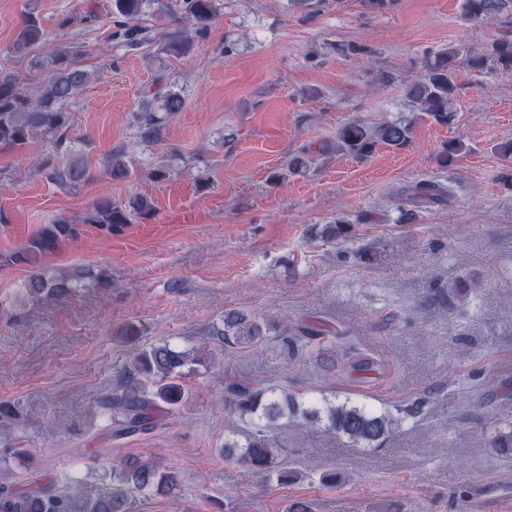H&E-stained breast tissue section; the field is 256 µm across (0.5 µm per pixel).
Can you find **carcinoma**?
Listing matches in <instances>:
<instances>
[{
  "label": "carcinoma",
  "mask_w": 512,
  "mask_h": 512,
  "mask_svg": "<svg viewBox=\"0 0 512 512\" xmlns=\"http://www.w3.org/2000/svg\"><path fill=\"white\" fill-rule=\"evenodd\" d=\"M146 0H113L112 8L126 20L122 36L131 40L138 35L137 20ZM187 14L197 30L207 29L216 16L217 0H185ZM512 13V0H464L463 18L470 23L494 21L498 15ZM43 36L38 21L28 17L18 34L16 48L26 49L41 43ZM466 66L474 72L487 67L512 73V28L505 31L490 46L481 51L458 44L449 45L430 53L417 75L412 77L408 101L414 112H424L438 123L451 121V100L456 90V71ZM46 73L34 89L35 96L19 90L18 78L6 75L0 78V145L22 149L39 133L61 136L68 127L65 105L73 100L89 82L88 71L78 67L65 50H57L45 65ZM139 127L147 140L158 136L161 118L144 110L138 114ZM411 134V124L405 119L368 126L353 121L336 132V151L358 157L370 155L375 146L384 143L393 148L406 146ZM464 145L450 141L439 155V165L448 167L462 152ZM49 170V179L61 187L72 188L85 177V168L77 161L66 159L52 164L42 163ZM107 171L114 179L131 177L132 170L125 162V154L115 152L107 162ZM446 194L445 186L435 181L417 184L409 196L416 202L438 201ZM150 211L147 200L136 198L127 204L115 203L109 198L99 199L93 206L89 223L106 234L123 230L132 218ZM81 225L65 218L45 224L28 241L11 252L1 262L23 267L29 275L24 296L32 301L64 299L80 288H110L112 282L102 271L79 268L71 273L51 272L44 268L42 259L65 244L76 240ZM292 335L291 346L302 347L323 330L305 325L280 335ZM236 345L256 344L264 339L262 327L251 317L229 312L224 315V329L216 332ZM202 360L169 343L153 344L139 349L126 370L124 380L110 387L102 396L99 408L105 416L106 431L121 438L150 430L161 416L183 407L188 393L182 382L187 376L185 368L200 364ZM226 406L241 417L259 415L266 424L253 432L238 454V460L258 471L275 468L273 448L269 444L270 432L279 427L278 420L297 413L294 401L278 400L275 392L251 386H236L228 391ZM328 428L347 437L357 445L369 446L391 430L394 418L377 415L357 406L328 407ZM116 484L112 493L99 497L86 505V512H128L127 504L132 493L166 492L177 485L176 474L162 469L152 461H127L114 470ZM76 490L55 479L33 482L24 488L0 485V512H75Z\"/></svg>",
  "instance_id": "obj_1"
}]
</instances>
